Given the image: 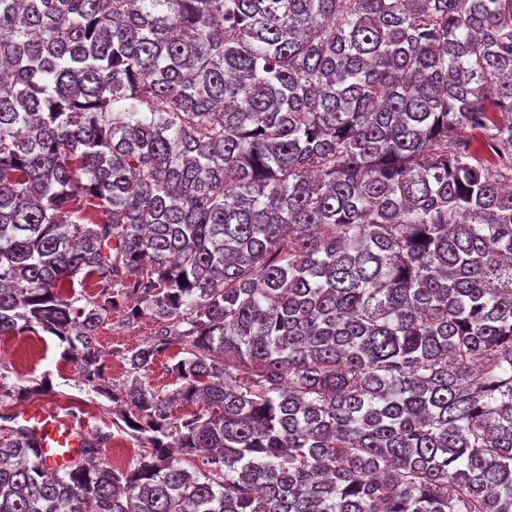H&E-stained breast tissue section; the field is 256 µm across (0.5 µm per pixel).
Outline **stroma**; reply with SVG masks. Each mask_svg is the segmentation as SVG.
Here are the masks:
<instances>
[{"label":"stroma","mask_w":512,"mask_h":512,"mask_svg":"<svg viewBox=\"0 0 512 512\" xmlns=\"http://www.w3.org/2000/svg\"><path fill=\"white\" fill-rule=\"evenodd\" d=\"M155 328L150 318L129 321L120 313L113 314L100 326L97 341L103 352L106 374L115 386H127L140 378L161 395L175 391L177 383L172 367L184 356L181 346L161 355L140 376L130 372L123 361L124 355L146 342ZM62 351V344L44 332L0 335V378L16 387L41 380L48 381L51 387L47 395L29 401H1L0 429L21 426L22 413L50 407L62 418L110 434L106 462L122 471L133 468L139 454L135 439L114 424L111 402L81 384L74 365L63 358Z\"/></svg>","instance_id":"35a3bbf8"}]
</instances>
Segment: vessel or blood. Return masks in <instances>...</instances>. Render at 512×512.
<instances>
[{"mask_svg":"<svg viewBox=\"0 0 512 512\" xmlns=\"http://www.w3.org/2000/svg\"><path fill=\"white\" fill-rule=\"evenodd\" d=\"M23 420L44 456L63 468L78 462L81 441L86 435L83 427L46 410L25 414Z\"/></svg>","mask_w":512,"mask_h":512,"instance_id":"b4317fda","label":"vessel or blood"}]
</instances>
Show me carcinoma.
<instances>
[{
	"mask_svg": "<svg viewBox=\"0 0 512 512\" xmlns=\"http://www.w3.org/2000/svg\"><path fill=\"white\" fill-rule=\"evenodd\" d=\"M0 63V335L141 448L14 428L0 512H512V0H0ZM155 329L156 324L149 317L128 321L123 313H113L100 326L97 341L104 352L106 374L116 387H125L140 379L163 396L178 387L172 366L186 356L180 345L161 355L146 374L130 372L122 359L125 354L146 342Z\"/></svg>",
	"mask_w": 512,
	"mask_h": 512,
	"instance_id": "cac0c4a2",
	"label": "carcinoma"
}]
</instances>
